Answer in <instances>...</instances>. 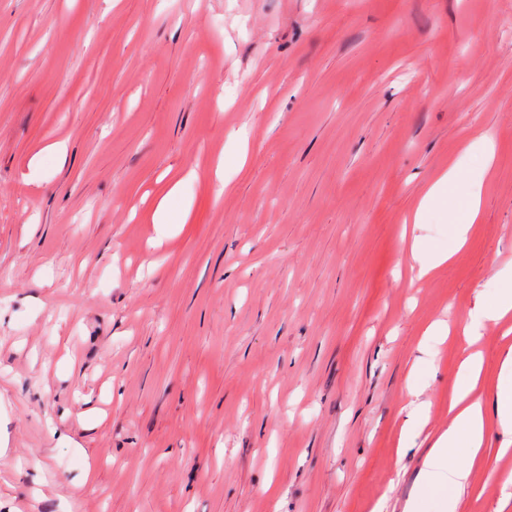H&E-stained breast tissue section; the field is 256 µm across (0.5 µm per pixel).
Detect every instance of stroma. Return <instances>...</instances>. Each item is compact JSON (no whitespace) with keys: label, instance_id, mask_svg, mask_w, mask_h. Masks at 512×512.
I'll return each instance as SVG.
<instances>
[{"label":"stroma","instance_id":"35a3bbf8","mask_svg":"<svg viewBox=\"0 0 512 512\" xmlns=\"http://www.w3.org/2000/svg\"><path fill=\"white\" fill-rule=\"evenodd\" d=\"M483 134L481 222L411 281ZM511 268L512 0H0V512H403ZM477 331L488 390L512 317ZM483 154V170L469 172L463 159L470 152ZM495 156V144L491 137L481 135L468 143L463 156L448 163V169L439 174L429 185L411 211L405 224H425L426 216L433 210H441L448 220L450 232L446 246L428 249L419 236H415L410 247L412 268L419 278L431 275L436 269L450 262L463 248L474 224L481 219L485 191V174ZM460 190V197H456ZM180 184H174L168 193L163 196L160 201L157 204V207L155 209L154 215H153V222L154 224H158L160 233L162 235H167L171 232H173V225L176 224L175 222H171V219L169 217V210H168V199L179 193L180 191ZM408 393L411 397L415 398L411 401L413 409L410 413V428L407 429V434L409 435L414 434L416 430L421 429L427 423L428 403L416 400L421 394V391L416 388V385H410Z\"/></svg>","mask_w":512,"mask_h":512}]
</instances>
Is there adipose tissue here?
Segmentation results:
<instances>
[{
  "label": "adipose tissue",
  "mask_w": 512,
  "mask_h": 512,
  "mask_svg": "<svg viewBox=\"0 0 512 512\" xmlns=\"http://www.w3.org/2000/svg\"><path fill=\"white\" fill-rule=\"evenodd\" d=\"M484 191V172L467 171L459 158L450 161L429 185L408 221L422 224L431 211L439 210L450 232L447 245L431 249L421 238H414L409 258L419 277L431 275L461 251L474 224L481 219ZM480 374V355L468 354L448 397V427L429 448L404 512H425L430 500L436 501L437 512H458L475 465L485 459L489 419H496L500 430L512 435V349L500 360L493 393L480 391Z\"/></svg>",
  "instance_id": "obj_1"
}]
</instances>
